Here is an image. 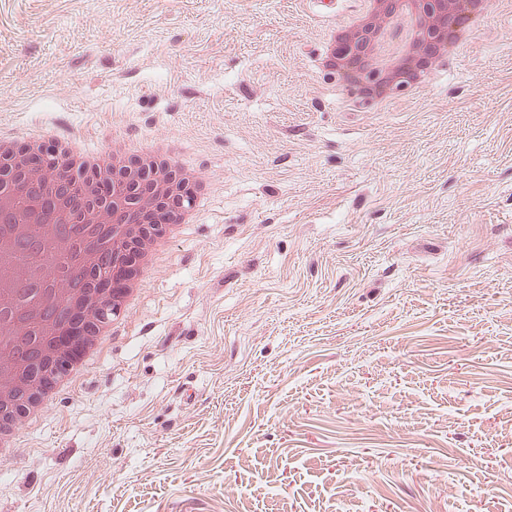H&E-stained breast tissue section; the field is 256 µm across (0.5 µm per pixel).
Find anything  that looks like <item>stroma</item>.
I'll use <instances>...</instances> for the list:
<instances>
[{
	"label": "stroma",
	"mask_w": 512,
	"mask_h": 512,
	"mask_svg": "<svg viewBox=\"0 0 512 512\" xmlns=\"http://www.w3.org/2000/svg\"><path fill=\"white\" fill-rule=\"evenodd\" d=\"M366 0H0V134L211 186L0 512H512V0L417 95L324 71Z\"/></svg>",
	"instance_id": "35a3bbf8"
}]
</instances>
